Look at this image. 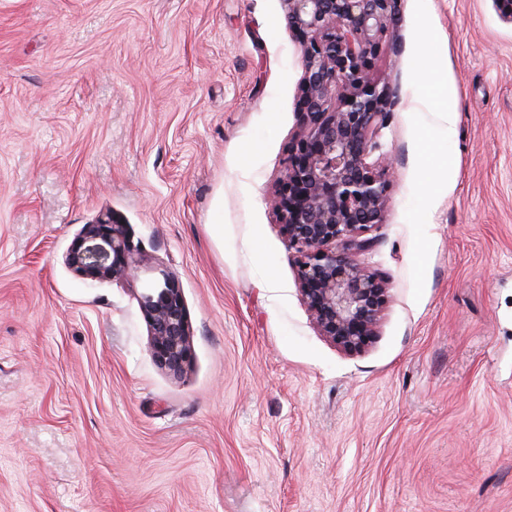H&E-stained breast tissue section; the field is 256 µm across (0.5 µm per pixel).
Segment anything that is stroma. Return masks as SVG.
Masks as SVG:
<instances>
[{
	"mask_svg": "<svg viewBox=\"0 0 512 512\" xmlns=\"http://www.w3.org/2000/svg\"><path fill=\"white\" fill-rule=\"evenodd\" d=\"M284 0H0V512H512V24L399 0L378 334L321 336L268 204L300 130ZM457 104L455 125L443 111ZM112 213L133 278L65 258ZM182 375L138 304L159 268ZM159 274L157 288H146L138 303L148 325L154 362L173 375H181L190 363L191 327L177 278L166 269H159Z\"/></svg>",
	"mask_w": 512,
	"mask_h": 512,
	"instance_id": "stroma-1",
	"label": "stroma"
}]
</instances>
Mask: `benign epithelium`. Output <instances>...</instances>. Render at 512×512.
I'll list each match as a JSON object with an SVG mask.
<instances>
[{
  "instance_id": "1",
  "label": "benign epithelium",
  "mask_w": 512,
  "mask_h": 512,
  "mask_svg": "<svg viewBox=\"0 0 512 512\" xmlns=\"http://www.w3.org/2000/svg\"><path fill=\"white\" fill-rule=\"evenodd\" d=\"M303 58L300 125L271 199L297 266L303 303L320 335L345 352L376 336L388 303L379 274L355 259L383 223L391 181L382 142L394 98L374 76L396 0H285ZM144 256L110 214L85 227L66 255L87 283L130 274ZM138 296L149 348L162 369L190 363L191 327L177 278L165 269Z\"/></svg>"
}]
</instances>
